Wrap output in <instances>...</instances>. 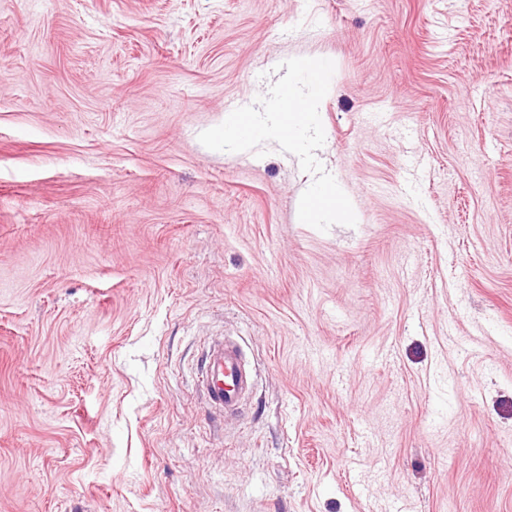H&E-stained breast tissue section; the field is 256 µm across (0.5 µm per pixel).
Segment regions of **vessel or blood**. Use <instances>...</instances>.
I'll return each instance as SVG.
<instances>
[{"instance_id": "b4317fda", "label": "vessel or blood", "mask_w": 512, "mask_h": 512, "mask_svg": "<svg viewBox=\"0 0 512 512\" xmlns=\"http://www.w3.org/2000/svg\"><path fill=\"white\" fill-rule=\"evenodd\" d=\"M250 386V379L239 350L219 343L209 351L206 388L210 401L224 410L235 409Z\"/></svg>"}]
</instances>
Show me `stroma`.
I'll return each mask as SVG.
<instances>
[{
	"instance_id": "1",
	"label": "stroma",
	"mask_w": 512,
	"mask_h": 512,
	"mask_svg": "<svg viewBox=\"0 0 512 512\" xmlns=\"http://www.w3.org/2000/svg\"><path fill=\"white\" fill-rule=\"evenodd\" d=\"M307 55L325 232L198 140ZM0 512H512V0H0ZM249 386L250 379L239 350L224 343L211 347L206 374L209 400L225 411L233 410Z\"/></svg>"
}]
</instances>
